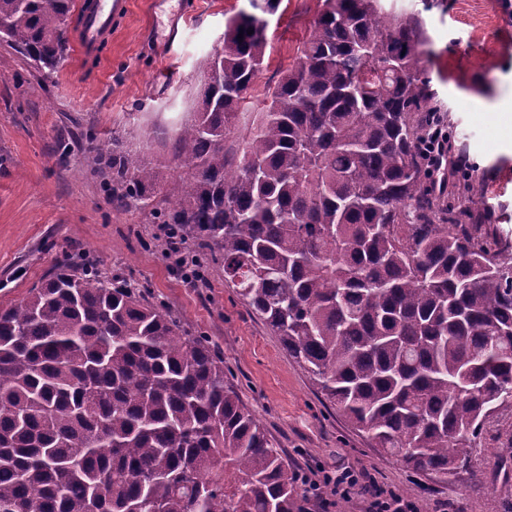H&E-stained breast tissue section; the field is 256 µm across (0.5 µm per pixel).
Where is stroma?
Segmentation results:
<instances>
[{
    "label": "stroma",
    "mask_w": 512,
    "mask_h": 512,
    "mask_svg": "<svg viewBox=\"0 0 512 512\" xmlns=\"http://www.w3.org/2000/svg\"><path fill=\"white\" fill-rule=\"evenodd\" d=\"M182 19L177 0H129L101 61L76 53L38 71L0 42V309L23 301L55 268L82 259L102 275L122 273L151 303L205 337L224 373L289 473L351 466L415 500L420 512H512V461L493 441L473 449L466 471L441 477L408 468L373 447L320 393L265 323L200 257L188 285L164 252L147 208L113 204L87 162L96 141L122 136L127 150L166 175L184 172L176 137L194 119L207 62L223 46L225 24L248 0H194ZM425 26L421 66L431 103L464 145L481 179L492 223L512 229V0H396ZM323 0H281L267 16L268 47L245 121L291 67Z\"/></svg>",
    "instance_id": "obj_1"
}]
</instances>
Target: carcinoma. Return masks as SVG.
Listing matches in <instances>:
<instances>
[{"mask_svg":"<svg viewBox=\"0 0 512 512\" xmlns=\"http://www.w3.org/2000/svg\"><path fill=\"white\" fill-rule=\"evenodd\" d=\"M229 20L187 172L155 219L224 281L322 395L416 470L471 466L491 420L512 442V236L462 178L434 191L422 136L424 33L381 0H324L242 134L277 0ZM73 0H0V38L37 69L66 56ZM243 39H238L240 31ZM88 161L112 200L167 177L118 136ZM288 461L224 380V359L125 277L56 269L0 309V512H296Z\"/></svg>","mask_w":512,"mask_h":512,"instance_id":"1","label":"carcinoma"}]
</instances>
